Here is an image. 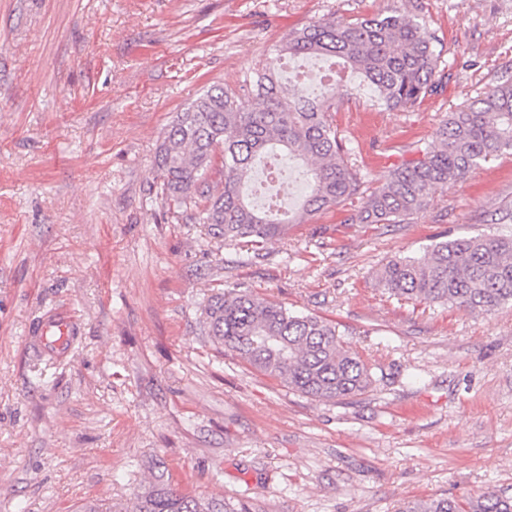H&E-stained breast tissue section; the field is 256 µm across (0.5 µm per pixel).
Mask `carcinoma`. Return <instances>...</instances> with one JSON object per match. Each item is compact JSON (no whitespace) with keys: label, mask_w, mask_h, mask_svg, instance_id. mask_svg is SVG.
I'll list each match as a JSON object with an SVG mask.
<instances>
[{"label":"carcinoma","mask_w":512,"mask_h":512,"mask_svg":"<svg viewBox=\"0 0 512 512\" xmlns=\"http://www.w3.org/2000/svg\"><path fill=\"white\" fill-rule=\"evenodd\" d=\"M417 14L387 10L365 18L324 15L288 32L277 56L324 57L361 76L385 111H404L438 92L441 55ZM347 90L333 81L312 98L290 89L268 62L240 88L213 85L181 112L166 132L156 158L162 197L177 208L194 207L224 245L247 246L246 261L268 256L267 244L288 225L347 201L360 202L355 224H403L425 210L435 189L464 178L473 168L512 151V75L492 82L452 112L434 136L435 146L395 168L382 186L368 189L351 150L333 124L330 101ZM278 150L311 165V190L300 211L284 220L277 210L255 208L243 192L263 154ZM219 175L220 188L205 183ZM495 235L437 242L422 257L399 255L376 270L385 294L400 301L462 307L488 315L512 306V211ZM203 326L217 345L255 370L314 400L339 403L371 388L368 365L343 340L338 325L303 314L233 286L203 306ZM131 512H262L246 500L201 498L154 483ZM399 512H512V495L488 491L475 499L412 500Z\"/></svg>","instance_id":"obj_1"}]
</instances>
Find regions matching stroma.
Here are the masks:
<instances>
[{"label":"stroma","instance_id":"obj_1","mask_svg":"<svg viewBox=\"0 0 512 512\" xmlns=\"http://www.w3.org/2000/svg\"><path fill=\"white\" fill-rule=\"evenodd\" d=\"M418 10L443 87L387 112L350 77L333 119L367 187L512 71V0H0V512H124L154 481L264 512H397L512 494V307L479 315L387 298L388 258L497 233L512 151L437 189L406 224L356 204L289 225L258 263L158 192L177 112L238 86L315 18ZM241 284L335 321L376 381L318 402L222 351L201 309ZM64 310L66 358L26 338Z\"/></svg>","mask_w":512,"mask_h":512}]
</instances>
